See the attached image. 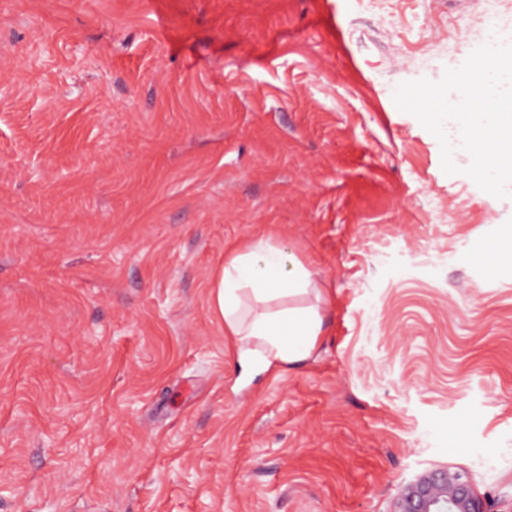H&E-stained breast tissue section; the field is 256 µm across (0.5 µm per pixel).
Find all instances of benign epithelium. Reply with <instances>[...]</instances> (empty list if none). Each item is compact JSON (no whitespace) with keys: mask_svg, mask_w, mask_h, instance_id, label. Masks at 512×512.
Masks as SVG:
<instances>
[{"mask_svg":"<svg viewBox=\"0 0 512 512\" xmlns=\"http://www.w3.org/2000/svg\"><path fill=\"white\" fill-rule=\"evenodd\" d=\"M389 512H492L468 474L443 464L417 474L401 485Z\"/></svg>","mask_w":512,"mask_h":512,"instance_id":"7a95c632","label":"benign epithelium"}]
</instances>
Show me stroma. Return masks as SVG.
I'll return each instance as SVG.
<instances>
[{"mask_svg":"<svg viewBox=\"0 0 512 512\" xmlns=\"http://www.w3.org/2000/svg\"><path fill=\"white\" fill-rule=\"evenodd\" d=\"M512 0H0V512H512V197L394 102ZM292 247L327 340L243 374L208 296ZM468 474L443 464L417 474L401 485L389 512H492Z\"/></svg>","mask_w":512,"mask_h":512,"instance_id":"1","label":"stroma"}]
</instances>
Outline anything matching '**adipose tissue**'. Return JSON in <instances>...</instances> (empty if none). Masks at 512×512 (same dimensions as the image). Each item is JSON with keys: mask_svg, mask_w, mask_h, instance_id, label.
Here are the masks:
<instances>
[{"mask_svg": "<svg viewBox=\"0 0 512 512\" xmlns=\"http://www.w3.org/2000/svg\"><path fill=\"white\" fill-rule=\"evenodd\" d=\"M328 302L297 255L265 237L225 252L210 291L239 364L277 374L315 354L325 336L320 308Z\"/></svg>", "mask_w": 512, "mask_h": 512, "instance_id": "obj_1", "label": "adipose tissue"}]
</instances>
